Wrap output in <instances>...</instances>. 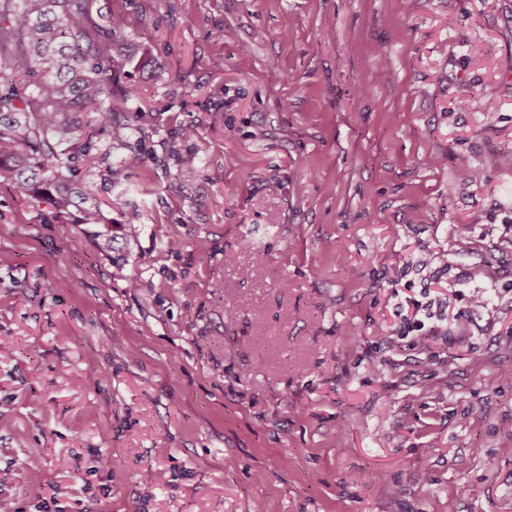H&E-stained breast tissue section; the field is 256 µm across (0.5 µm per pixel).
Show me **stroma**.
<instances>
[{"mask_svg": "<svg viewBox=\"0 0 512 512\" xmlns=\"http://www.w3.org/2000/svg\"><path fill=\"white\" fill-rule=\"evenodd\" d=\"M125 12L112 252L0 181V500L512 512V0Z\"/></svg>", "mask_w": 512, "mask_h": 512, "instance_id": "1", "label": "stroma"}]
</instances>
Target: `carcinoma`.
I'll return each mask as SVG.
<instances>
[{
    "instance_id": "carcinoma-1",
    "label": "carcinoma",
    "mask_w": 512,
    "mask_h": 512,
    "mask_svg": "<svg viewBox=\"0 0 512 512\" xmlns=\"http://www.w3.org/2000/svg\"><path fill=\"white\" fill-rule=\"evenodd\" d=\"M90 23L89 0H0V178L31 202H49L52 224H109L81 170L103 164L97 134L124 129L134 86L120 85L112 55L129 25ZM93 112L92 128L71 109Z\"/></svg>"
}]
</instances>
